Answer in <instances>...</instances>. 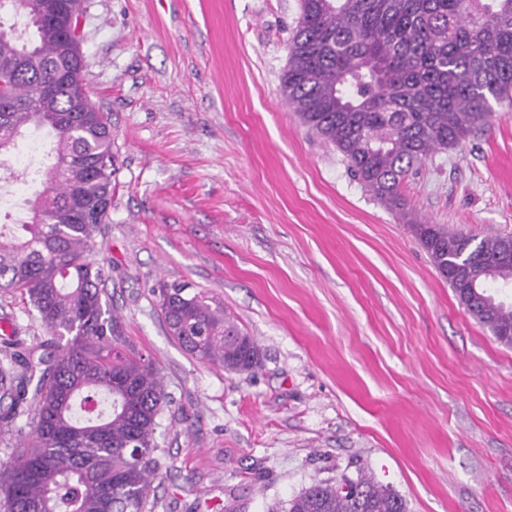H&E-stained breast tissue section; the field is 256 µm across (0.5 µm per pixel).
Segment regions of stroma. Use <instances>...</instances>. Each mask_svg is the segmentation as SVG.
I'll list each match as a JSON object with an SVG mask.
<instances>
[{
  "mask_svg": "<svg viewBox=\"0 0 512 512\" xmlns=\"http://www.w3.org/2000/svg\"><path fill=\"white\" fill-rule=\"evenodd\" d=\"M84 85L112 121L94 238L125 352L151 359L155 512H283L365 475L407 512H512V345L459 302L403 221L281 93L300 0H88ZM37 183L0 187L26 219ZM411 219L512 235V107L402 183ZM187 283L259 345L252 373L189 355L155 289ZM19 295L0 325L48 334Z\"/></svg>",
  "mask_w": 512,
  "mask_h": 512,
  "instance_id": "35a3bbf8",
  "label": "stroma"
}]
</instances>
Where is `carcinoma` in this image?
I'll use <instances>...</instances> for the list:
<instances>
[{"mask_svg":"<svg viewBox=\"0 0 512 512\" xmlns=\"http://www.w3.org/2000/svg\"><path fill=\"white\" fill-rule=\"evenodd\" d=\"M84 0H0V164L27 131L46 128L52 164L28 220L0 224V291L18 294L49 333L23 362L4 345L0 389L12 424L26 399L34 421L24 451L0 467V512H153L161 467L157 431L171 397L154 364L123 345L93 239L112 206V127L84 91L85 61L71 22ZM281 88L308 132L332 144L354 176L409 224L460 303L512 345V236L474 244L410 218L401 193L409 171L456 148L512 105V0H301ZM88 102L73 111L74 100ZM8 107L3 112L1 108ZM169 332L194 358L253 372L261 350L204 292L157 289ZM356 498L314 483L285 512H407L394 490L359 476Z\"/></svg>","mask_w":512,"mask_h":512,"instance_id":"1","label":"carcinoma"}]
</instances>
